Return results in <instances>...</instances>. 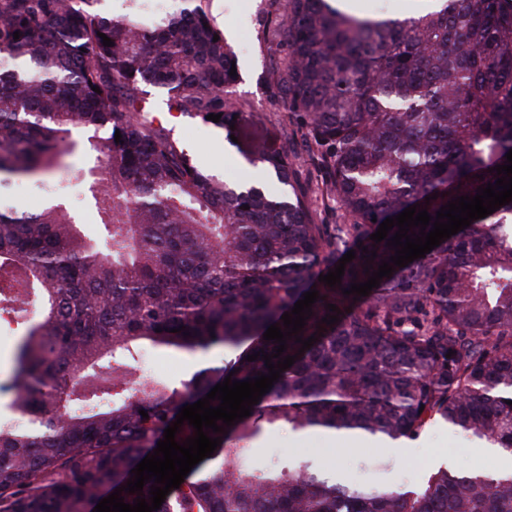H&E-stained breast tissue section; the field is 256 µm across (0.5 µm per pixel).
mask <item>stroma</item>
I'll list each match as a JSON object with an SVG mask.
<instances>
[{"instance_id":"35a3bbf8","label":"stroma","mask_w":512,"mask_h":512,"mask_svg":"<svg viewBox=\"0 0 512 512\" xmlns=\"http://www.w3.org/2000/svg\"><path fill=\"white\" fill-rule=\"evenodd\" d=\"M224 32L237 53L238 81L235 96L244 106L233 127L220 128L195 117L173 120L174 135L205 173L225 181H263L276 187L258 161L261 153L285 147L303 154L304 135L287 123L281 107L272 99L266 75L280 60L264 29L267 0H223ZM319 177L310 165L296 173V183L309 197L317 223L335 227L351 218L337 203L317 191ZM154 376L181 382L202 367H218L224 353L216 349L205 354L154 357ZM408 452L396 455L369 442L351 447L330 444L325 436L298 434L288 428L268 432L255 439L249 453L252 466L262 469L291 458H308L333 480L353 487L371 489L422 490L430 473L445 466L452 471L489 473L500 466L498 457L479 452L478 441L441 421L430 422L418 436L404 439Z\"/></svg>"}]
</instances>
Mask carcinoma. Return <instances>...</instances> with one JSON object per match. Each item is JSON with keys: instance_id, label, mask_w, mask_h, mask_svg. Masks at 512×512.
<instances>
[{"instance_id": "1", "label": "carcinoma", "mask_w": 512, "mask_h": 512, "mask_svg": "<svg viewBox=\"0 0 512 512\" xmlns=\"http://www.w3.org/2000/svg\"><path fill=\"white\" fill-rule=\"evenodd\" d=\"M100 2L0 0L11 62L0 69V189L47 181L82 129L100 167L71 173L101 226L86 239L59 196L34 213L0 210V311L41 304L12 349L0 512H91L134 478L184 405L228 376L268 373L247 356L275 352L264 332L310 290L321 299L298 336L316 342L301 353L287 340L295 363L228 434L207 430L221 443L157 512H512V476L439 470L419 493H368L306 462L247 461L249 441L277 424L395 441L441 420L512 451V202L368 295L342 293L395 254L398 227L370 239L384 220L413 205L434 217L499 178L489 169L512 149V0H420L401 18L271 0L284 62L269 92L308 140L305 158H259L288 187L279 196L201 171L161 116L219 114L222 127L243 107L236 54L204 0H178L157 21L143 0L109 15ZM306 162L353 223L333 234L316 223L295 183ZM356 243L341 285L319 281ZM327 304L333 325L322 323ZM144 343L233 356L178 386L146 382L135 365Z\"/></svg>"}]
</instances>
